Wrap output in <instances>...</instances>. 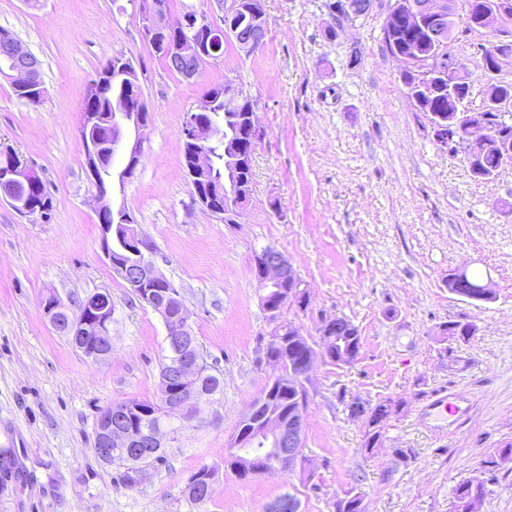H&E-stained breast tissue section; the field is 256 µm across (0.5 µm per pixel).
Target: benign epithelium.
I'll list each match as a JSON object with an SVG mask.
<instances>
[{"instance_id":"obj_1","label":"benign epithelium","mask_w":512,"mask_h":512,"mask_svg":"<svg viewBox=\"0 0 512 512\" xmlns=\"http://www.w3.org/2000/svg\"><path fill=\"white\" fill-rule=\"evenodd\" d=\"M483 0H476L475 7L481 10L479 22L483 29H497L502 16L512 8L509 0H498L493 11L482 10ZM375 0H343L345 16L358 18L374 8ZM388 13L404 14L419 23L421 17L429 19L433 31L432 41L420 43L403 53H396L405 65L404 73L413 77V88L409 89L413 100L421 107H428V98L448 93L454 110L444 116L440 113L429 114L431 128L436 141L446 147L450 143L464 146L469 161V170L473 177H480L476 165L481 146H495L500 151L504 166H512V145L500 142V123L507 112L512 110V99L504 96L487 95L486 106L482 112H469L465 103L471 92V83L462 80L464 69L459 59L447 51V41L442 38L444 22L448 20L447 0H390ZM141 30L146 43L158 32L172 28L164 10V0H148L140 11ZM195 23L204 31L200 43L188 41L167 46L168 61L187 71V78H194L200 67L209 60L219 59L218 51L228 39L234 41L241 50L251 53L262 45L263 34L267 31L268 21L259 8L253 9L251 25L246 30L237 27H215L202 18ZM3 47L7 62L0 68V75L9 78L17 89L29 100L37 102L45 94V88L38 75L39 63L21 42L12 38L0 45ZM509 55L491 49L483 60L484 72L489 75L498 73L503 60ZM215 94L206 92L197 107L184 115L182 123L183 144L189 146L190 164L187 175L192 187V201L201 209L227 224L237 223L242 210L251 195V183L238 181L234 188H213L208 185L210 173L209 147L214 144L224 146V165L228 169L239 171L253 167V154L245 155L243 141L255 140L258 132L257 115L248 112L243 126L236 132L224 133L223 125L203 119L213 106ZM97 118L91 112H82L80 137L89 170L101 156L102 148L124 158V166L114 172L119 183L132 178L140 164L143 152L145 131L151 122L148 104L140 109L115 107L112 112L110 141L102 144L89 135ZM39 178L38 173L27 163L0 173V200L15 203L9 191L10 185L27 179ZM97 215L102 228L101 248L114 272L126 283L131 293L139 299H148L152 308L160 315L166 330V351L169 356V371L161 377L160 391L156 399L141 407V410L159 419L153 427H144L139 431L128 428L125 418L128 404L116 402L99 415L95 430L92 451L103 463H112V449L122 450L130 465L137 466L139 480L146 479L148 466L144 460L154 457L167 447L170 428L165 421L174 416H185V420L195 419L200 405L212 399L213 393L204 386L205 375L211 373V367L198 354L194 336L189 325V313L185 307L180 290L173 286L156 296V286L168 282V279L155 266L147 249L142 245L135 219L122 207H114L109 193L100 187L97 190ZM120 250L126 254L138 256L139 262L119 261L112 251ZM261 287L273 282L280 285L278 301H267V294L260 297L261 303L270 319L277 320L280 310L287 304L303 309L306 306V289L301 287L288 257L280 251L266 247L257 253ZM43 311L53 328L65 334L70 342L83 355L94 362L106 360L112 353V299L108 294L99 298L95 307H85L73 313L65 307L55 295L50 294L43 300ZM248 428H261L271 437L276 469L287 471L293 468L301 456L304 442V419L300 413L277 416L267 410V397L262 395L251 405L243 418ZM266 454L255 452L243 455L245 465L240 470L266 472L264 466ZM266 512H302L301 502L295 495L279 498L266 507Z\"/></svg>"}]
</instances>
